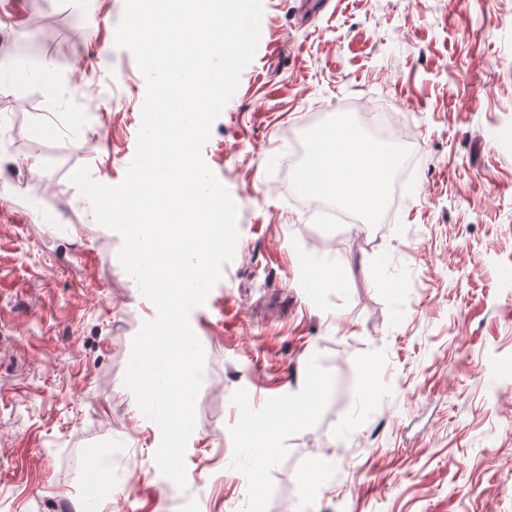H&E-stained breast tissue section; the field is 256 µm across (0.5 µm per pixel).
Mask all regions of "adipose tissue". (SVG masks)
<instances>
[{"instance_id": "1", "label": "adipose tissue", "mask_w": 512, "mask_h": 512, "mask_svg": "<svg viewBox=\"0 0 512 512\" xmlns=\"http://www.w3.org/2000/svg\"><path fill=\"white\" fill-rule=\"evenodd\" d=\"M397 158L348 123L314 134L309 161L297 171L301 185L364 215H375L388 193Z\"/></svg>"}]
</instances>
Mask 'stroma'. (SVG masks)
Returning a JSON list of instances; mask_svg holds the SVG:
<instances>
[{
  "mask_svg": "<svg viewBox=\"0 0 512 512\" xmlns=\"http://www.w3.org/2000/svg\"><path fill=\"white\" fill-rule=\"evenodd\" d=\"M262 3L203 148L239 239L189 313L205 362L181 488L124 385L156 307L71 181L118 185L136 153L124 0H0V60L28 70L0 92V512H512V0ZM379 109L412 170L376 217L326 223L294 177L308 139L340 113L375 138ZM310 389L256 465L241 418Z\"/></svg>",
  "mask_w": 512,
  "mask_h": 512,
  "instance_id": "1",
  "label": "stroma"
}]
</instances>
